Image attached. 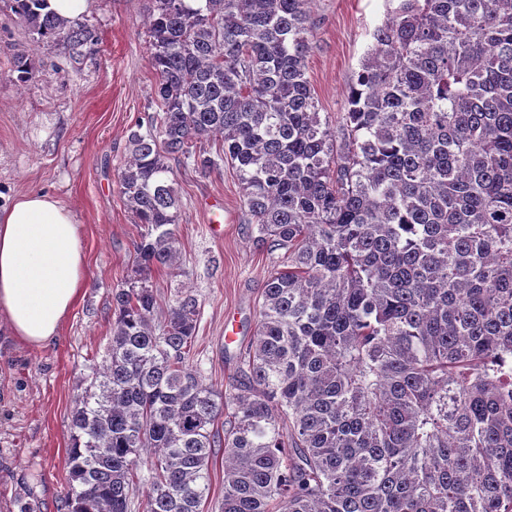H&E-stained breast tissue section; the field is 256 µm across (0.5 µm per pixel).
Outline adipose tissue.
I'll return each mask as SVG.
<instances>
[{
	"label": "adipose tissue",
	"mask_w": 512,
	"mask_h": 512,
	"mask_svg": "<svg viewBox=\"0 0 512 512\" xmlns=\"http://www.w3.org/2000/svg\"><path fill=\"white\" fill-rule=\"evenodd\" d=\"M78 226L55 198L32 192L0 211V313L33 346L56 341L84 287Z\"/></svg>",
	"instance_id": "ef3b65f1"
}]
</instances>
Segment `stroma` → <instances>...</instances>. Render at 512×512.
<instances>
[{
    "label": "stroma",
    "mask_w": 512,
    "mask_h": 512,
    "mask_svg": "<svg viewBox=\"0 0 512 512\" xmlns=\"http://www.w3.org/2000/svg\"><path fill=\"white\" fill-rule=\"evenodd\" d=\"M386 0H314V49L307 76L322 115L346 111L348 88L386 13ZM149 0H93L79 18L96 38L91 47L39 40L21 25L12 0H0V208L35 191L71 211L85 255L81 299L62 323L57 342L31 347L11 337L0 317V512H67L65 460L71 412L92 365L107 356L112 290L133 278L134 242L141 232L117 191L127 140L144 113L157 111L148 65ZM36 75L12 71L14 53ZM177 236L181 276L152 271L169 300L183 291L200 307L193 365L206 384L223 389L237 373L234 354L254 333L258 292L280 259L253 244L231 167L203 177L178 167ZM224 205L222 238L208 230L204 203ZM238 320L235 344L224 343V319Z\"/></svg>",
    "instance_id": "obj_1"
}]
</instances>
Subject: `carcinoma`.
<instances>
[{"instance_id":"carcinoma-1","label":"carcinoma","mask_w":512,"mask_h":512,"mask_svg":"<svg viewBox=\"0 0 512 512\" xmlns=\"http://www.w3.org/2000/svg\"><path fill=\"white\" fill-rule=\"evenodd\" d=\"M311 2L152 0L159 111L117 174L139 276L73 411L68 512H131L141 483L144 512H202L221 455L222 512H512V0H391L334 120ZM174 162L231 166L283 252L222 392L191 363L197 299L161 312L145 277L180 273Z\"/></svg>"}]
</instances>
